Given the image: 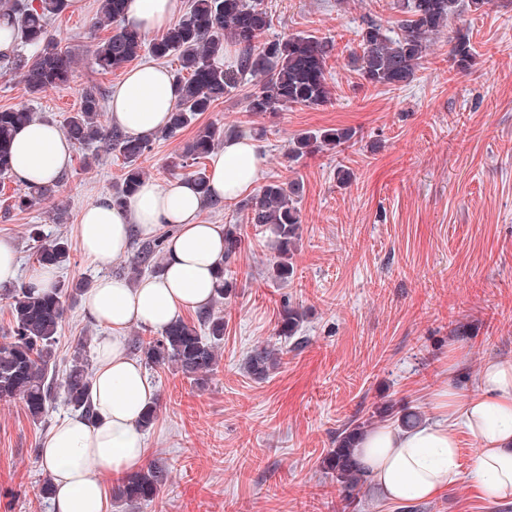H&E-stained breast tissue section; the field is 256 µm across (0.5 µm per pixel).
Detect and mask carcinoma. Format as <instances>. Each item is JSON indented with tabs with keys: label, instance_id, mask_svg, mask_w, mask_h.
Returning a JSON list of instances; mask_svg holds the SVG:
<instances>
[{
	"label": "carcinoma",
	"instance_id": "carcinoma-1",
	"mask_svg": "<svg viewBox=\"0 0 512 512\" xmlns=\"http://www.w3.org/2000/svg\"><path fill=\"white\" fill-rule=\"evenodd\" d=\"M61 0H0V18L11 20L21 43L29 52L0 56V66L14 72L29 96L67 82L74 60L69 51L48 31L49 21L61 11ZM490 0H402L400 34L391 36L373 19L364 21L360 32L357 71L368 83L388 87L413 81L425 56L430 39L451 24L464 11H477ZM125 0H100L95 25L110 26L122 18ZM270 27L260 0H191L187 12L161 36L152 40L145 33L119 27L108 38L97 42L93 59L98 70L119 69L146 52L157 59L175 57L180 70L175 75L178 99L167 126L141 138H134L116 124L100 120L105 94L94 85L81 89L80 105L62 124L61 131L80 147L96 143L116 152L125 160V172L112 194L111 203L122 207L143 180L138 160L151 150L156 138H171L188 127L196 117L234 89L238 77L250 74L258 78L247 96V111L276 112L284 107L320 106L329 102L331 90L327 79L330 44L313 35H283L266 38ZM236 52L235 68L229 70L217 62L227 48ZM452 59L460 69L472 66L475 51L469 36L456 29L451 48ZM36 119L26 104L0 110V177L13 178L11 146L16 131ZM221 131L212 124L198 128L193 140L167 163L169 170L181 171L193 180L200 193L209 191L207 173L200 160L219 144ZM350 129L328 128L307 131L288 141V155L300 158L316 154L326 146L339 147L352 140ZM303 183L298 179L270 180L261 187L249 207L248 223L261 228L274 243V256L267 267V278L286 282L294 272L295 243L302 224L298 207ZM55 185L30 186L15 197L12 207L26 210L36 200H51ZM40 244L36 261L40 265L60 267L70 260V247L63 237L37 233ZM226 266L235 263L241 252L238 225L226 229ZM164 250L156 239L142 243L130 260V274L139 276L162 267ZM89 288L79 281L65 290L57 285L35 293L22 284L6 290L12 326L9 341L0 343V402L22 400L35 422L42 421L55 397L56 344L65 313L66 299H75ZM300 309L285 304L279 313L277 333L291 338L300 331ZM224 340V317L205 310L198 324L182 319L173 322L164 333L147 340H133V350L145 365L172 366L188 379L204 386L219 366V345ZM280 362L279 349L257 346L248 355L245 368L256 380L265 379ZM91 373L85 355V343L75 346L63 380L65 401L88 419L94 418L90 401ZM381 419L395 418L403 428L421 421L412 409L394 410L385 405L376 409ZM372 425L368 419L355 422L336 437V447L322 460V466L335 478L343 508L352 507L357 489L364 482L365 471L356 454V443ZM166 470L150 463L122 478L115 487L116 499L129 505L153 501L166 484Z\"/></svg>",
	"mask_w": 512,
	"mask_h": 512
}]
</instances>
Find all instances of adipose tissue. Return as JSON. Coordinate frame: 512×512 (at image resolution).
Wrapping results in <instances>:
<instances>
[{
  "label": "adipose tissue",
  "mask_w": 512,
  "mask_h": 512,
  "mask_svg": "<svg viewBox=\"0 0 512 512\" xmlns=\"http://www.w3.org/2000/svg\"><path fill=\"white\" fill-rule=\"evenodd\" d=\"M182 0H127L124 21L143 32L167 27ZM177 99L172 77L156 66L127 71L112 90L114 124L142 136L164 126ZM73 145L53 122L34 121L13 140L12 166L28 184L58 179L70 165ZM259 144L229 136L208 171L212 199L232 202L253 192L261 176ZM204 202L191 181L140 184L124 208L100 201L79 216L86 256L110 265L134 237L162 238L159 274L130 283L103 276L85 294L88 317L104 328L94 347L91 401L95 420L76 414L56 424L40 450L53 486L52 512H106L105 477L119 478L143 462L146 443L140 417L153 387L145 368L127 351L124 332L134 324L163 331L189 310L207 309L225 265L221 224L201 219ZM478 393L462 395L449 384L435 397L438 417L409 430L377 427L363 435L356 453L379 493L389 501H426L472 476L493 502H512V361H487ZM478 445L471 474L458 463V430Z\"/></svg>",
  "instance_id": "adipose-tissue-1"
}]
</instances>
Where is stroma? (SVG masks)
Here are the masks:
<instances>
[{"label":"stroma","mask_w":512,"mask_h":512,"mask_svg":"<svg viewBox=\"0 0 512 512\" xmlns=\"http://www.w3.org/2000/svg\"><path fill=\"white\" fill-rule=\"evenodd\" d=\"M264 3L270 36L332 42L331 102L255 115L246 108L255 79L245 75L196 126L257 139L262 181L302 180L295 271L285 282L267 280L274 252L247 220L253 195L205 207L204 221L239 225L243 240L232 267L235 288L215 308L224 318L220 365L203 389L174 369L148 370L159 411L146 433L145 459L164 466L169 479L153 502L129 506L111 498L106 512H341L336 481L321 464L338 432L386 403L431 419V397L449 379L471 394L488 360L512 359V0L463 13L477 52L473 67L454 65L449 28L431 40L403 87L370 84L354 67L364 21L395 29L398 0ZM97 6L86 0L84 13L64 11L50 21L74 58L70 81L32 98L16 76L0 73V109L26 103L38 118L59 124L77 111L84 86L108 91L122 81L124 70L104 73L92 61L94 44L111 34L94 27ZM196 126L154 143L140 160L146 178L174 182L166 162ZM327 128L356 135L348 145L288 158L289 138ZM85 154L75 148L54 201L24 211L12 207L24 185L0 179V237L15 243L21 274L35 265L37 227L70 245L57 283L127 276L129 256L103 268L81 250V210L110 199L124 173L119 156L99 151L88 168ZM340 166L352 173L344 186L336 181ZM287 303L304 313L291 338L276 333ZM103 333L83 300L68 304L58 372L78 341L92 343ZM265 344L279 348L281 362L256 381L245 359ZM71 414L59 398L35 423L21 401L0 402V512H52L41 494L47 474L39 451L49 430ZM353 512H512V503L482 499L467 479L408 511L367 483Z\"/></svg>","instance_id":"35a3bbf8"}]
</instances>
